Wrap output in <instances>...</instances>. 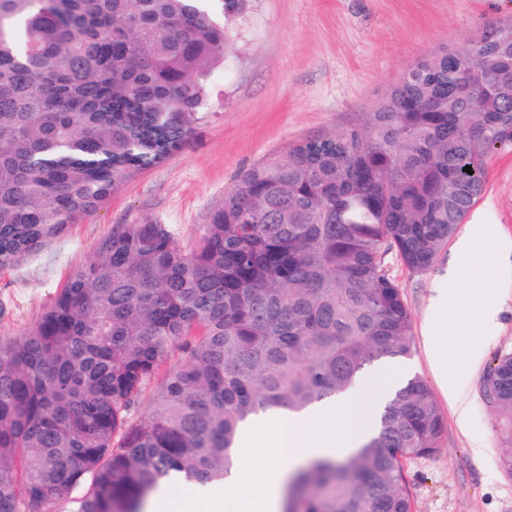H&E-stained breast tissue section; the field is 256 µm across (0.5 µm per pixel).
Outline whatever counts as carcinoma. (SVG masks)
<instances>
[{
	"label": "carcinoma",
	"mask_w": 512,
	"mask_h": 512,
	"mask_svg": "<svg viewBox=\"0 0 512 512\" xmlns=\"http://www.w3.org/2000/svg\"><path fill=\"white\" fill-rule=\"evenodd\" d=\"M246 2L0 0V270L189 139ZM503 150L512 26L492 25L414 61L364 123L248 169L192 246L152 221L103 237L38 321L0 340V512H54L76 488L77 512H138L172 471L223 479L255 417L411 356L391 259L431 270ZM485 392L512 445V351ZM443 432L413 377L351 454L296 470L284 512H411L403 462Z\"/></svg>",
	"instance_id": "1"
}]
</instances>
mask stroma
Here are the masks:
<instances>
[{
  "mask_svg": "<svg viewBox=\"0 0 512 512\" xmlns=\"http://www.w3.org/2000/svg\"><path fill=\"white\" fill-rule=\"evenodd\" d=\"M512 24V0H248L229 31L227 54L209 78L210 105L189 140L163 163L134 170L92 215L13 269L0 271V340L34 325L71 269L93 258L123 224L156 221L192 243L243 173L300 140L364 121L406 67L440 47L466 48L487 22ZM465 224H494L512 238V152L487 160V180ZM394 265L410 314L413 372L429 377L423 330L435 277ZM499 329L486 356L512 351V272H497ZM486 364L469 379V423L442 405L439 450L404 466L411 512H512L511 445L485 395ZM483 455H474V443Z\"/></svg>",
  "mask_w": 512,
  "mask_h": 512,
  "instance_id": "35a3bbf8",
  "label": "stroma"
}]
</instances>
